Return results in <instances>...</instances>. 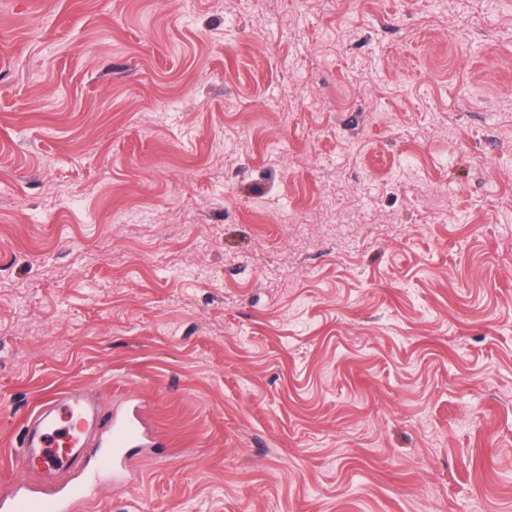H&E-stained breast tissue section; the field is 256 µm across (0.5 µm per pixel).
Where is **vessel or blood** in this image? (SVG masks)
<instances>
[{"label": "vessel or blood", "mask_w": 512, "mask_h": 512, "mask_svg": "<svg viewBox=\"0 0 512 512\" xmlns=\"http://www.w3.org/2000/svg\"><path fill=\"white\" fill-rule=\"evenodd\" d=\"M30 421L15 456L24 476L14 482L9 495L0 498V512H74L86 497L87 479L108 472L115 484H124L130 468L126 449L145 441L149 429L143 414L114 411L105 442L87 451L90 431L100 414L73 390L40 405Z\"/></svg>", "instance_id": "b4317fda"}]
</instances>
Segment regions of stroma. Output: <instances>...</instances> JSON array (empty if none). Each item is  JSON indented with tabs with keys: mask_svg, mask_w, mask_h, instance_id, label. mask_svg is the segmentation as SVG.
Returning <instances> with one entry per match:
<instances>
[{
	"mask_svg": "<svg viewBox=\"0 0 512 512\" xmlns=\"http://www.w3.org/2000/svg\"><path fill=\"white\" fill-rule=\"evenodd\" d=\"M71 389L81 512H512V0H0V480Z\"/></svg>",
	"mask_w": 512,
	"mask_h": 512,
	"instance_id": "obj_1",
	"label": "stroma"
}]
</instances>
